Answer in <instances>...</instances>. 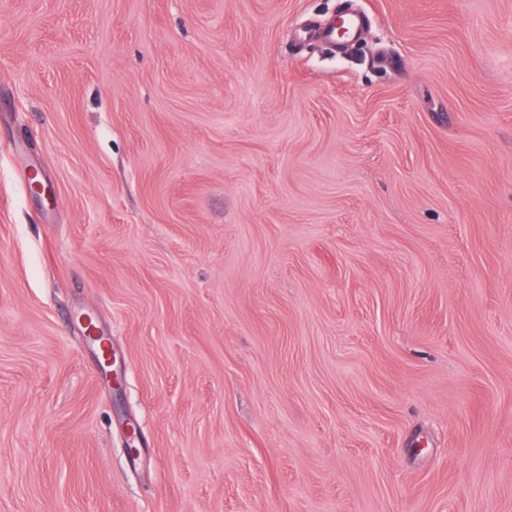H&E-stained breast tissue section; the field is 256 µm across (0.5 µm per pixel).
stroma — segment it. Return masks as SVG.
<instances>
[{
	"label": "stroma",
	"mask_w": 512,
	"mask_h": 512,
	"mask_svg": "<svg viewBox=\"0 0 512 512\" xmlns=\"http://www.w3.org/2000/svg\"><path fill=\"white\" fill-rule=\"evenodd\" d=\"M0 512H512V0H0Z\"/></svg>",
	"instance_id": "1"
}]
</instances>
